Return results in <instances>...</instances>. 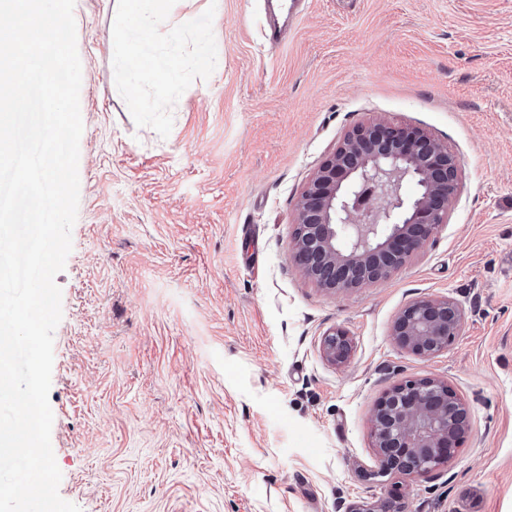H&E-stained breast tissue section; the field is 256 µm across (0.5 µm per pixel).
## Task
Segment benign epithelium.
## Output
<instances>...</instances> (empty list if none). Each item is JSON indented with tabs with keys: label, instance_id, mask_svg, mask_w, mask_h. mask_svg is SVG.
Instances as JSON below:
<instances>
[{
	"label": "benign epithelium",
	"instance_id": "7a95c632",
	"mask_svg": "<svg viewBox=\"0 0 512 512\" xmlns=\"http://www.w3.org/2000/svg\"><path fill=\"white\" fill-rule=\"evenodd\" d=\"M460 165L428 135L384 119L354 127L303 192L291 241L295 263L318 287L362 288L386 279L448 223ZM465 312L450 297L404 307L391 336L422 358L448 348ZM331 362L347 360L351 341L335 330L322 338ZM468 422V407L448 381L424 377L387 389L372 414L379 473L424 478L448 462Z\"/></svg>",
	"mask_w": 512,
	"mask_h": 512
}]
</instances>
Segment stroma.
Segmentation results:
<instances>
[{"mask_svg":"<svg viewBox=\"0 0 512 512\" xmlns=\"http://www.w3.org/2000/svg\"><path fill=\"white\" fill-rule=\"evenodd\" d=\"M75 0L80 199L55 278L49 401L80 512H512V0ZM174 68L137 80L115 45ZM428 133L460 162L448 222L386 280L332 293L290 256L298 201L355 126ZM465 310L430 358L390 330ZM351 351L329 362L323 336ZM448 380L470 429L447 466L379 474L378 398ZM464 319L463 307L453 298H424L400 311L391 336L400 348L428 358L447 349L461 334ZM322 349L329 361L343 363L349 356L351 341L346 332L335 330L323 336Z\"/></svg>","mask_w":512,"mask_h":512,"instance_id":"35a3bbf8","label":"stroma"}]
</instances>
